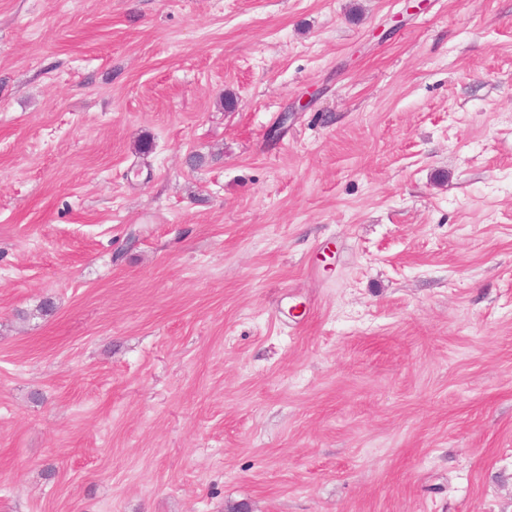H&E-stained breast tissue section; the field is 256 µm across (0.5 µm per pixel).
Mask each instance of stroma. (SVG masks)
I'll use <instances>...</instances> for the list:
<instances>
[{
	"instance_id": "35a3bbf8",
	"label": "stroma",
	"mask_w": 512,
	"mask_h": 512,
	"mask_svg": "<svg viewBox=\"0 0 512 512\" xmlns=\"http://www.w3.org/2000/svg\"><path fill=\"white\" fill-rule=\"evenodd\" d=\"M238 505L512 512V0H0V512Z\"/></svg>"
}]
</instances>
